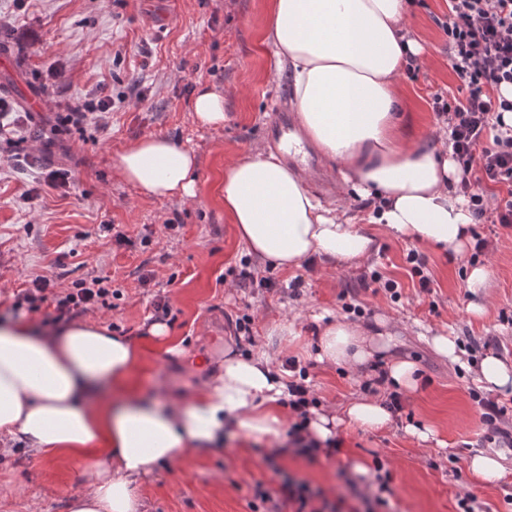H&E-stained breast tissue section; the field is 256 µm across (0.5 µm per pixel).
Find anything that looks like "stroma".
Returning a JSON list of instances; mask_svg holds the SVG:
<instances>
[{"label": "stroma", "instance_id": "1", "mask_svg": "<svg viewBox=\"0 0 512 512\" xmlns=\"http://www.w3.org/2000/svg\"><path fill=\"white\" fill-rule=\"evenodd\" d=\"M269 0H0V97L28 114V145L43 165L62 164L74 177L64 192L36 190L27 166L0 165V317L14 314L17 293L35 275L56 276L58 290L94 275L112 279L111 305L93 316L135 338L143 355L132 371L141 394L159 382L191 394L216 374L224 348L240 353L261 348L276 363L294 358L307 366L319 405L343 408L363 396L372 371L351 376L343 366L316 358L318 316L358 320L391 334L387 356L413 361L419 383L401 391V410L382 430L345 424L338 452L305 456L286 440L245 435L219 440L216 448L190 451L172 472L144 482L147 512H273L285 477L306 483L328 501L358 512L371 487L356 464L380 467L389 480L383 496L393 512H459L464 491L476 512H512V413L497 425L480 418L472 391L475 369L488 355L512 364V228L472 225L487 238L488 254L471 248L446 252L396 238L367 221L373 199L354 197L351 215L374 238L371 254L353 266L326 258L274 270L248 255L235 224L224 212V165L267 152L265 130L280 102L291 101L288 76L272 80L275 57L264 38ZM448 0H415L407 32L422 48L414 73L403 74L397 95L414 138L444 142L432 110L435 94L453 92L448 41L436 25ZM224 97V124L199 126L192 102L199 86ZM122 94L109 127L84 132L56 125L54 103L97 93ZM32 97L44 108L33 112ZM147 135H162L198 157L193 198L156 199L125 183L113 158ZM54 137L45 146L46 137ZM104 224L130 240L118 246ZM418 251L425 262L414 275L405 257ZM488 269L485 288L471 290L473 265ZM378 271L399 285L400 297L372 293L365 276ZM257 285L239 287L242 273ZM430 280L419 286L420 276ZM168 299L166 338L148 336L153 303ZM297 317L298 336L273 333L271 320ZM247 319L250 340H234L235 322ZM475 341L449 363L429 344L432 336ZM183 352L169 354V342ZM430 429L422 441L411 426ZM484 450L502 456L509 473L499 483L474 485L467 460ZM82 462L21 452L0 458V512H67L68 498L83 482ZM263 488L268 500L256 498Z\"/></svg>", "mask_w": 512, "mask_h": 512}]
</instances>
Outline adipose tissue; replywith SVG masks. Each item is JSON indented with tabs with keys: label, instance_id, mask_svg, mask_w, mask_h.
Segmentation results:
<instances>
[{
	"label": "adipose tissue",
	"instance_id": "adipose-tissue-1",
	"mask_svg": "<svg viewBox=\"0 0 512 512\" xmlns=\"http://www.w3.org/2000/svg\"><path fill=\"white\" fill-rule=\"evenodd\" d=\"M410 9L411 0H270L273 74H289L307 138L351 172L362 196L377 200L370 223L459 252L473 217L453 188L457 165L446 149L406 135L396 97L399 75L421 52L405 34ZM114 166L146 195L194 194L196 156L166 137L128 144ZM223 192L247 252L274 268L291 270L313 256L349 266L372 252V237L322 203L275 154L225 163ZM390 343L361 323L335 320L321 330L317 359L354 372ZM139 356L130 337L96 323L0 321V434L45 457H82L88 480L69 512H145L142 480L173 469L190 450L227 430L274 440L286 431L288 373L267 355L226 348L221 369L193 396L163 383L151 396L135 391ZM346 422L378 430L391 418L360 397L340 414L310 409L306 432L323 444Z\"/></svg>",
	"mask_w": 512,
	"mask_h": 512
}]
</instances>
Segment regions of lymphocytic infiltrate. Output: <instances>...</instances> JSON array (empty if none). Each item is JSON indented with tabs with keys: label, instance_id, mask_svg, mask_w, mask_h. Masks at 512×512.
I'll list each match as a JSON object with an SVG mask.
<instances>
[{
	"label": "lymphocytic infiltrate",
	"instance_id": "1",
	"mask_svg": "<svg viewBox=\"0 0 512 512\" xmlns=\"http://www.w3.org/2000/svg\"><path fill=\"white\" fill-rule=\"evenodd\" d=\"M448 39V64L459 81L458 94L435 95L432 108L448 129L452 157L460 170L456 192L479 223L512 225V128L493 116L512 112V100L501 97V85H512V0H448L439 23ZM115 108L104 95L66 105L63 124L83 131L87 124L104 128ZM501 185L505 195L488 197V185ZM54 279L38 276L19 293L18 304L44 311L48 324L68 323L95 306H107L111 279L93 276L73 281L62 295Z\"/></svg>",
	"mask_w": 512,
	"mask_h": 512
}]
</instances>
